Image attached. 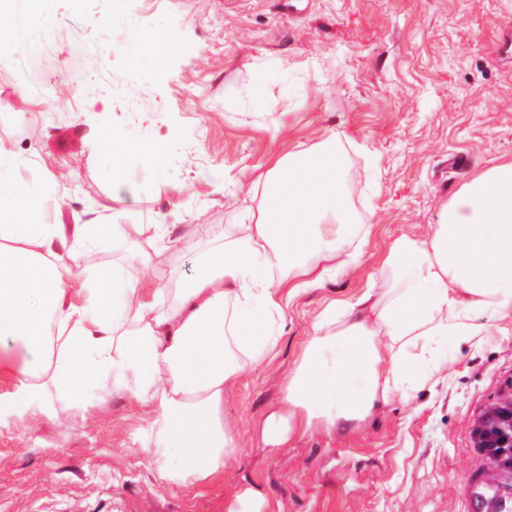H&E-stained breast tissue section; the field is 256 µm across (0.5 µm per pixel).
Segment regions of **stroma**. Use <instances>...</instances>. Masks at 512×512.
Listing matches in <instances>:
<instances>
[{"instance_id":"35a3bbf8","label":"stroma","mask_w":512,"mask_h":512,"mask_svg":"<svg viewBox=\"0 0 512 512\" xmlns=\"http://www.w3.org/2000/svg\"><path fill=\"white\" fill-rule=\"evenodd\" d=\"M150 37L130 53L127 23ZM0 56V148L45 189L46 224L122 227L96 245L154 308L156 284L193 286L243 209L263 212L264 176L322 146L341 158L348 210L368 236L353 271L288 297L274 355L250 359L224 393L239 446L212 476L178 484L149 456L148 407L89 387L77 402L16 406L21 343L0 354V512H467V480L512 469L484 459L472 430L512 401V328L443 364L435 395L378 402L362 420L284 433V383L331 304L377 283L391 244L425 237L488 167L512 163V0H47ZM106 72L145 104L137 121L95 92L60 95ZM121 134V165L101 141ZM157 147L158 155L135 151ZM167 228L155 239L154 225Z\"/></svg>"}]
</instances>
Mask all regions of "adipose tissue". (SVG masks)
<instances>
[{"label": "adipose tissue", "mask_w": 512, "mask_h": 512, "mask_svg": "<svg viewBox=\"0 0 512 512\" xmlns=\"http://www.w3.org/2000/svg\"><path fill=\"white\" fill-rule=\"evenodd\" d=\"M21 156L0 149V342L22 338L29 356L22 397L50 391L81 399L87 385L113 386L150 407L163 460L180 453L168 477L191 483L221 467L237 446L224 418V391L240 356L275 351L278 297L273 269L304 274L324 258L320 277L347 269L355 254L343 234L321 227L346 212L343 174L326 148L285 157L265 177L263 222L244 225L222 253L206 258L194 288L146 314L140 291L121 269L97 271L91 239L113 224L39 221L43 190L14 180ZM86 291L84 305L66 289ZM232 309H225V300ZM512 320V163L487 168L444 207L422 239L393 242L379 287L335 303L313 325L289 375L281 427L318 415L355 421L377 401L413 398L422 379L455 357L460 343Z\"/></svg>", "instance_id": "1"}]
</instances>
